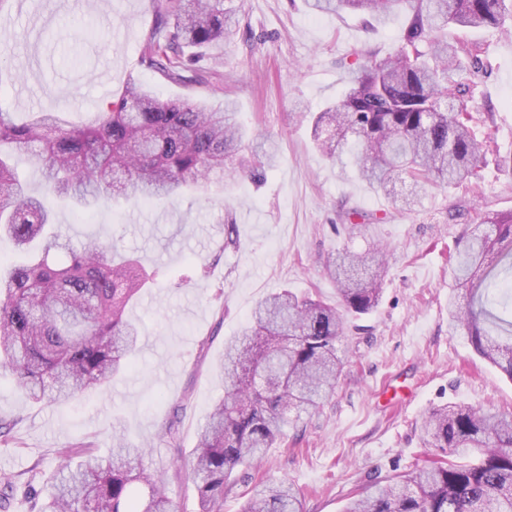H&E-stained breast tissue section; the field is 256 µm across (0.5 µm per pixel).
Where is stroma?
Instances as JSON below:
<instances>
[{
  "mask_svg": "<svg viewBox=\"0 0 512 512\" xmlns=\"http://www.w3.org/2000/svg\"><path fill=\"white\" fill-rule=\"evenodd\" d=\"M231 6L238 34L206 50L185 49L184 79L173 83L141 62L158 22L156 0H0V112L14 120L59 112L71 125L92 124L133 79L164 100L217 104L233 97L248 135L279 146L276 166L260 181L244 171L149 205L108 198L82 219L68 203L57 204V221L73 240H115L156 283L129 310L143 329L134 366L105 390L41 406L0 381V419L15 424L12 441L0 444V479L17 485L6 512H32L30 469L52 481L59 449L84 442L105 454L116 431L131 444H148L178 512H197L195 484L176 463L187 460L224 393L225 340L272 291L335 303L323 264L345 244L354 251L373 240L387 244L381 301L369 315L347 317L334 395L289 426L287 442L257 467L237 468L224 512H241L254 483L282 477L301 491L304 512H343L370 479L423 464L429 451L421 426L431 407L512 412V378L448 325L449 246L476 214L512 211V33L449 30V40L477 52L483 64L467 108L490 148L467 183L428 187L403 212L316 150L308 116L341 98L348 69L367 54L394 49L405 16L379 27L359 14L313 13L305 0ZM106 69L113 74L108 86L100 79ZM361 222L367 231L349 235L348 225ZM229 224L239 240L230 249ZM200 264L206 275L197 274Z\"/></svg>",
  "mask_w": 512,
  "mask_h": 512,
  "instance_id": "1",
  "label": "stroma"
}]
</instances>
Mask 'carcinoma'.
Wrapping results in <instances>:
<instances>
[{
  "label": "carcinoma",
  "mask_w": 512,
  "mask_h": 512,
  "mask_svg": "<svg viewBox=\"0 0 512 512\" xmlns=\"http://www.w3.org/2000/svg\"><path fill=\"white\" fill-rule=\"evenodd\" d=\"M507 0H308L314 13H362L385 26L409 15L403 42L384 57L368 56L341 100L317 113L313 136L321 153H343L371 190L409 210L428 185L464 182L486 148L477 138L462 81L465 66L448 28L512 31ZM225 0H166L141 62L171 82L183 80V48L222 43L236 33ZM253 156L254 175L276 162L251 146L237 123L236 103L162 100L129 81L95 125L69 126L55 112L18 123L0 112V236L33 260L0 276V376L35 404H64L111 384L131 366L140 325L126 315L154 276L112 241L76 246L55 223L54 201L87 206L122 197L147 204L203 187L210 176L232 177L234 162ZM41 170L44 191L28 192L13 159ZM398 181L412 192L392 195ZM453 263L450 328L512 378V211L486 212L467 225ZM388 247L336 249L324 267L339 305L286 288L259 300L240 333L224 344V395L192 451L199 512H223L235 468L258 465L266 449L287 439L292 422L318 410L342 373L338 347L343 313L360 317L379 304ZM464 295L462 304L456 294ZM435 459L387 477L353 495L345 512H512V416L481 407H432L421 426ZM112 454L59 451V478L36 489L39 512H176L166 482L144 447L113 437ZM243 512H303L286 479L257 485Z\"/></svg>",
  "instance_id": "carcinoma-1"
}]
</instances>
